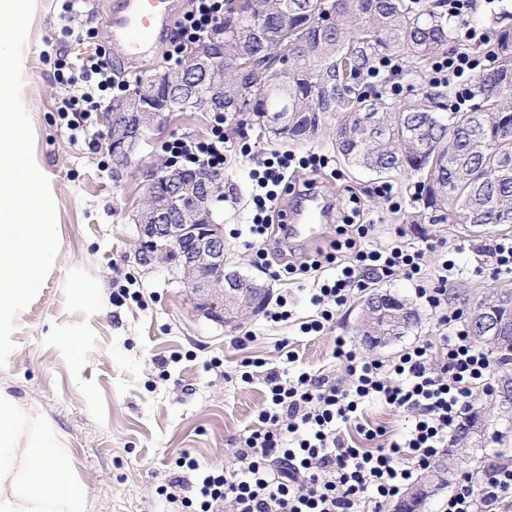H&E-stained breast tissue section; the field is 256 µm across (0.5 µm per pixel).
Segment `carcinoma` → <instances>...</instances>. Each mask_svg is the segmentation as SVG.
Here are the masks:
<instances>
[{
	"label": "carcinoma",
	"mask_w": 512,
	"mask_h": 512,
	"mask_svg": "<svg viewBox=\"0 0 512 512\" xmlns=\"http://www.w3.org/2000/svg\"><path fill=\"white\" fill-rule=\"evenodd\" d=\"M420 0H224L218 42L205 45L213 76L224 86L214 108L248 114L278 138L303 142L325 118L336 116L334 146L348 164L384 174L418 175L423 209L410 223L512 224V8L503 4L495 24L493 63L474 74L466 113L448 111L454 88L435 86L427 103L396 107L362 85L374 62L396 57L428 63L452 50L457 21L419 5ZM258 66L277 59L271 72L241 79L226 67L242 58ZM148 110H203L209 85L185 95L152 76L135 79ZM374 101L375 128L356 114Z\"/></svg>",
	"instance_id": "obj_1"
}]
</instances>
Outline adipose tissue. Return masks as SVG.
I'll return each instance as SVG.
<instances>
[{
    "label": "adipose tissue",
    "instance_id": "ef3b65f1",
    "mask_svg": "<svg viewBox=\"0 0 512 512\" xmlns=\"http://www.w3.org/2000/svg\"><path fill=\"white\" fill-rule=\"evenodd\" d=\"M66 460L51 423L0 394V512H88Z\"/></svg>",
    "mask_w": 512,
    "mask_h": 512
}]
</instances>
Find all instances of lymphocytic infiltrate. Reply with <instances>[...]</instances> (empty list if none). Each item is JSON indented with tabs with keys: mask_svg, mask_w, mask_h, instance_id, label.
<instances>
[{
	"mask_svg": "<svg viewBox=\"0 0 512 512\" xmlns=\"http://www.w3.org/2000/svg\"><path fill=\"white\" fill-rule=\"evenodd\" d=\"M223 21L224 0H190L173 41L174 52L199 43ZM479 64L472 52H456L433 63L431 81L456 86L454 105L462 107L467 102L465 88ZM54 67L57 79L72 90L67 111L84 120L118 84L110 60L99 50L83 56L77 66L56 58ZM167 151L184 168L223 172V113L214 114L210 137L179 138ZM291 162V156H274L258 180L262 192L254 197L249 226L254 240L265 241L282 231L267 210ZM421 260L420 249L397 240L382 249L357 251L353 264L337 267L331 275L316 260L284 265V274L299 270L315 283L311 302L319 312L301 323L302 333L322 332L352 291L365 287L363 274L368 271L413 281L416 294L438 309L439 322L449 334L442 346L427 342L388 363L364 360L344 337H336L333 355L350 378L344 388L320 372L302 371L288 380L276 368L264 369L267 401L237 451V466L202 465L181 457L179 467L193 477L170 480L161 490L166 500L180 503L183 512H367L368 507L379 510L399 501L416 472L438 458L449 432L470 412L474 394L493 395L498 372L496 361L471 336L463 311L446 306L448 281L457 273L454 263L443 260L428 281ZM374 399L412 412L414 424L404 437L379 447H355L341 428L357 423L360 406ZM443 512H512V463L494 461L477 481L462 475Z\"/></svg>",
	"mask_w": 512,
	"mask_h": 512,
	"instance_id": "obj_1",
	"label": "lymphocytic infiltrate"
}]
</instances>
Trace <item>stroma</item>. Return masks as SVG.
Segmentation results:
<instances>
[{
	"mask_svg": "<svg viewBox=\"0 0 512 512\" xmlns=\"http://www.w3.org/2000/svg\"><path fill=\"white\" fill-rule=\"evenodd\" d=\"M113 0H83L80 12L67 17L63 0H35L27 38L26 80L21 100L38 138L34 149L52 181L61 226L58 263L33 300L13 338L9 360L0 366V391L19 403L38 406L55 425L67 450L70 469L86 493L88 512H179L159 488L180 475L177 461L187 455L203 465H227L240 438L262 408L267 388L262 379L246 384L239 378L243 361L261 358L281 366L276 350L288 340L297 365L321 370L332 382H349L343 364L332 355L333 341L345 337L366 359L392 361L417 344L439 341L446 329L414 286L403 277L370 278L367 291H353L337 308L330 327L320 336L301 333L299 324L314 313L312 279L296 275L279 280L257 262L248 226L258 193L255 174L275 152L302 157L325 156L326 168L296 169L289 188L312 181L336 201L341 224H368L361 249L387 244L396 234L408 242L430 244L424 256L434 267L447 253L458 269L448 284V306L471 314L481 301L512 291V273L496 277L482 272V252L494 233L470 234L456 224H412L417 210L415 178L408 174L376 175L351 167L335 152L328 132L299 144L275 139L243 119L226 121L225 198L219 205L232 268L252 273L272 290L268 311L286 301L288 321L271 323L265 313L230 327L196 309L195 296L180 274L159 265H138L134 214L149 174L169 165L164 146L177 138L201 140L210 134L209 112H168L159 130L148 134L135 151L131 166L113 179L102 112L77 129L61 117L67 87L54 76L56 53H82L78 38L86 30H102V13ZM73 36L59 41L62 27ZM392 189L382 197L381 187ZM94 286L92 305L74 298L73 275ZM132 285L137 298L112 302V294ZM390 293L419 312L418 324L390 343H360L356 326L367 294ZM78 329L74 343L63 333ZM252 331L243 340L244 331ZM485 426L468 448L448 445L447 484L430 497L422 512H440L461 474L480 476L495 452L512 456V406L498 396H478Z\"/></svg>",
	"mask_w": 512,
	"mask_h": 512,
	"instance_id": "stroma-1",
	"label": "stroma"
}]
</instances>
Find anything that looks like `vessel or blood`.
I'll return each instance as SVG.
<instances>
[{"label":"vessel or blood","mask_w":512,"mask_h":512,"mask_svg":"<svg viewBox=\"0 0 512 512\" xmlns=\"http://www.w3.org/2000/svg\"><path fill=\"white\" fill-rule=\"evenodd\" d=\"M179 12L180 0H121L103 18L110 56L133 64L151 57L162 37L177 28ZM332 211L322 191L302 194L284 215L288 240L303 246L322 239Z\"/></svg>","instance_id":"obj_1"}]
</instances>
